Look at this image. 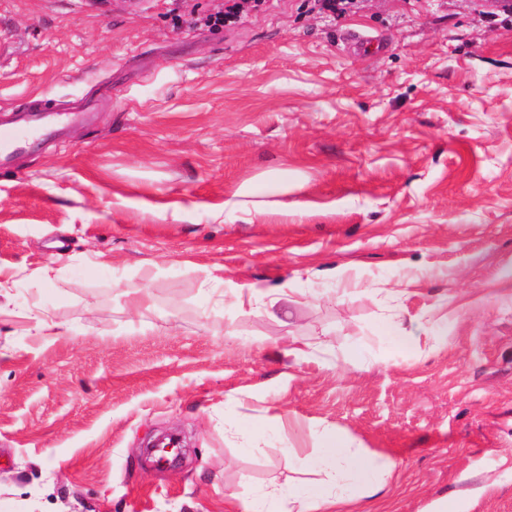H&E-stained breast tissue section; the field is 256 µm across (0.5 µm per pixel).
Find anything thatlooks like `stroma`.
Returning <instances> with one entry per match:
<instances>
[{
    "label": "stroma",
    "mask_w": 512,
    "mask_h": 512,
    "mask_svg": "<svg viewBox=\"0 0 512 512\" xmlns=\"http://www.w3.org/2000/svg\"><path fill=\"white\" fill-rule=\"evenodd\" d=\"M225 2L0 0V110L109 89L0 167V512H235L327 431L394 462L374 512H512V11Z\"/></svg>",
    "instance_id": "stroma-1"
}]
</instances>
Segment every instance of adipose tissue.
I'll return each instance as SVG.
<instances>
[{
    "label": "adipose tissue",
    "instance_id": "obj_1",
    "mask_svg": "<svg viewBox=\"0 0 512 512\" xmlns=\"http://www.w3.org/2000/svg\"><path fill=\"white\" fill-rule=\"evenodd\" d=\"M312 467L324 469L325 479L307 484L299 491L272 488L258 500L241 502L240 512H345L360 504L361 512H371V502L380 493L395 467L360 449L328 437L321 457L311 459Z\"/></svg>",
    "mask_w": 512,
    "mask_h": 512
}]
</instances>
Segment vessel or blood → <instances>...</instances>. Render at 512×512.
Here are the masks:
<instances>
[{"instance_id": "obj_1", "label": "vessel or blood", "mask_w": 512, "mask_h": 512, "mask_svg": "<svg viewBox=\"0 0 512 512\" xmlns=\"http://www.w3.org/2000/svg\"><path fill=\"white\" fill-rule=\"evenodd\" d=\"M98 109V101L89 100L62 110L37 106L0 120V166L12 162L39 140L90 119Z\"/></svg>"}]
</instances>
